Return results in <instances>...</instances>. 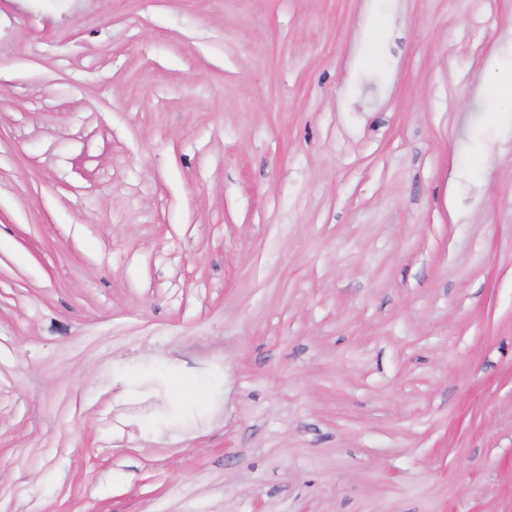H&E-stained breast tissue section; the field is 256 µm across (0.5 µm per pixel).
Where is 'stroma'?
<instances>
[{
	"label": "stroma",
	"instance_id": "35a3bbf8",
	"mask_svg": "<svg viewBox=\"0 0 512 512\" xmlns=\"http://www.w3.org/2000/svg\"><path fill=\"white\" fill-rule=\"evenodd\" d=\"M511 63L512 0H0V512H512Z\"/></svg>",
	"mask_w": 512,
	"mask_h": 512
}]
</instances>
